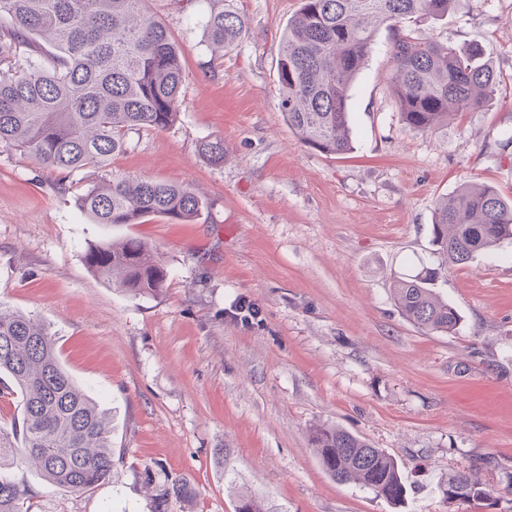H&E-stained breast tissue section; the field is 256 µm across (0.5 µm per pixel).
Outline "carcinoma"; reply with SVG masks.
Here are the masks:
<instances>
[{"instance_id":"1","label":"carcinoma","mask_w":512,"mask_h":512,"mask_svg":"<svg viewBox=\"0 0 512 512\" xmlns=\"http://www.w3.org/2000/svg\"><path fill=\"white\" fill-rule=\"evenodd\" d=\"M455 0H299L288 18L276 61L279 110L288 128L326 155L354 149L350 89L375 44V23L393 30L392 93L401 120L434 131L458 112L499 94L500 80L481 46L458 50L414 36L412 25L448 15ZM0 148L18 151L59 174L60 188L85 169H98L127 148L132 131L166 130L177 120L185 81L182 52L146 0H0ZM247 27L236 10L210 12V45L232 46ZM202 155L224 163V142L206 141ZM77 202L95 224H138L147 216L183 222L202 201L189 184L114 173L86 185ZM512 241V198L489 184H464L437 203L433 252L394 275L397 311L434 333L455 331L460 316L438 291L450 265ZM86 265L132 295L157 293L167 271L156 248L135 236L90 247ZM22 403L21 428H0V469L20 457L48 484L89 491L113 475L106 413L64 367L43 323L0 303V375ZM324 471L336 482L369 488L392 504L406 485L381 448L330 424L310 430ZM492 491L472 473L448 478V503L483 501ZM25 485L0 476V512H24ZM235 512H269L250 493Z\"/></svg>"}]
</instances>
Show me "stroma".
<instances>
[{"label": "stroma", "mask_w": 512, "mask_h": 512, "mask_svg": "<svg viewBox=\"0 0 512 512\" xmlns=\"http://www.w3.org/2000/svg\"><path fill=\"white\" fill-rule=\"evenodd\" d=\"M230 5L248 19L229 49L202 27ZM298 0H148L182 49L173 126L129 136L109 167L57 188L55 171L0 148V302L54 333L75 381L109 415L113 476L86 492L49 485L23 462L29 512H153L144 488L189 483L166 512H235V490L272 512H512V244L448 269L439 285L461 319L423 331L390 296V273L429 254L440 199L461 184L512 196V0H455L420 32L480 43L504 86L480 108L423 134L390 90L392 33L379 26L351 89L353 153L323 154L278 107L276 60ZM222 140L224 163L202 156ZM191 185L187 223L95 224L79 188L112 173ZM138 236L168 269L159 293L131 296L83 261L91 245ZM254 304L251 327L232 321ZM329 423L384 449L407 496L394 505L333 481L309 442ZM223 462H216V454ZM477 469L494 494L449 504V475Z\"/></svg>", "instance_id": "1"}]
</instances>
